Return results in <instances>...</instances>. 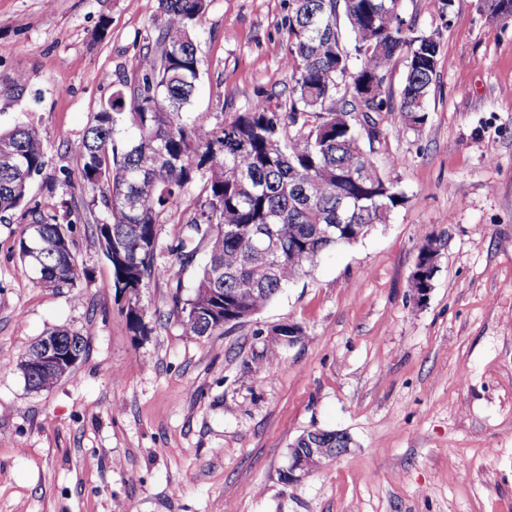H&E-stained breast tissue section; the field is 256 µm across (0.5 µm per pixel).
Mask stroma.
Instances as JSON below:
<instances>
[{
    "instance_id": "35a3bbf8",
    "label": "stroma",
    "mask_w": 512,
    "mask_h": 512,
    "mask_svg": "<svg viewBox=\"0 0 512 512\" xmlns=\"http://www.w3.org/2000/svg\"><path fill=\"white\" fill-rule=\"evenodd\" d=\"M288 0H208L188 121L214 126L258 91L287 93ZM440 40L429 119L381 113L364 149L406 196L385 224L224 333L185 332L182 288L117 293L92 231L78 147L164 23L159 0H0V130L40 134L48 163L0 214V512H512V21L485 0H403ZM106 36H99L100 26ZM80 212L76 291L34 279L16 251L34 215ZM443 244L425 302L410 277ZM143 313L145 332L126 313ZM289 323L293 343L272 345ZM83 336L72 373L30 390L18 367L47 332ZM350 450L289 484L304 433Z\"/></svg>"
}]
</instances>
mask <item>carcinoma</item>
<instances>
[{"label":"carcinoma","instance_id":"obj_1","mask_svg":"<svg viewBox=\"0 0 512 512\" xmlns=\"http://www.w3.org/2000/svg\"><path fill=\"white\" fill-rule=\"evenodd\" d=\"M165 23L137 77L122 79L93 113L78 162L101 213L94 233L112 266L113 286H143L151 275L181 288L172 268L192 262L193 241L209 244L208 260L193 294L179 307L185 331L210 336L224 331L229 311L254 314L321 257L346 245L347 229L364 234L385 224L406 201L383 178L361 146V104L396 112L404 131H419L436 76L440 42L413 27L401 28L395 0H288L284 18L288 98L276 105L260 91L244 112L215 127L187 121L185 111L202 68L194 41L207 0H159ZM344 19L342 28L339 19ZM406 73L398 93L386 75L399 58ZM349 79L345 92L339 82ZM47 164L38 131L17 125L0 131V212L25 200L31 177ZM201 183L192 203L186 192ZM192 211L189 239L157 264V225ZM80 214L65 221L39 215L26 225L18 256L50 288L78 287L71 250ZM341 224L337 236H323ZM279 245L269 270L252 243Z\"/></svg>","mask_w":512,"mask_h":512}]
</instances>
